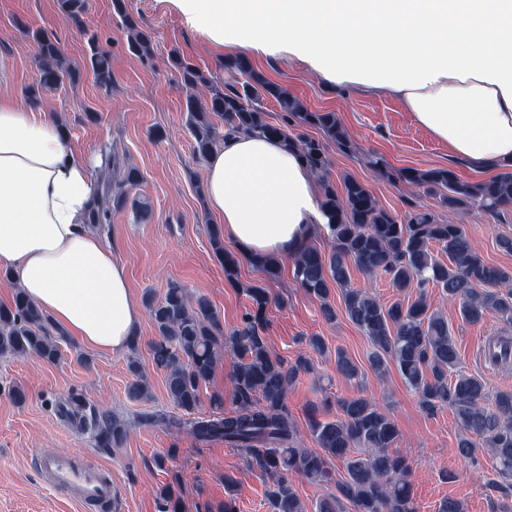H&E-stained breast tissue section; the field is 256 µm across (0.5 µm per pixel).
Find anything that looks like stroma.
Returning a JSON list of instances; mask_svg holds the SVG:
<instances>
[{
    "mask_svg": "<svg viewBox=\"0 0 512 512\" xmlns=\"http://www.w3.org/2000/svg\"><path fill=\"white\" fill-rule=\"evenodd\" d=\"M129 13L152 36V57L144 60L127 48L126 33L113 14L111 0H88L81 23L66 20L58 0H0V96L26 102L27 88L39 78L36 46L31 33H53L66 56L82 64L88 35H96L112 58V85L99 86L91 71H83L73 85L45 92L39 106L66 128L70 144L92 156L112 153L117 166L111 177L113 193L123 201L112 206L110 222L101 232L125 263L139 305L161 299L173 284L193 295L206 296L225 330L238 326L248 300L244 286L265 283L271 297L265 335L270 350L288 362L306 356L311 368L299 374L288 394V412L305 445H312L307 409L323 397L334 399L363 392L398 425L399 445L412 466L418 512H437L441 501L465 502L467 512H505L512 497L493 482L492 462L471 464L456 451L458 425L450 410L429 417L421 413L417 396L395 369L374 373L368 362L370 345L345 314L325 322L319 303L299 288L292 259H283L278 279L264 281L261 273L241 259L235 280H228L216 258L207 231L216 224L206 199V163L193 156L187 126V91L178 70L169 61L171 51L201 69L221 73L225 58L246 57L267 81L277 83L312 111L335 113L347 132L352 151L328 144L329 177L335 186L353 178L364 184L389 211L404 215L418 207L444 219L448 210L440 195L402 182L382 179L370 166V156L383 158L395 169H453L462 179L473 173L449 156L448 146L415 123L411 114L387 94H372L327 85L298 59L259 50L230 47L213 39L175 0H126ZM141 173L138 186L121 189L127 169ZM148 203L150 213L138 217L136 202ZM472 245L485 260L512 270V254L499 249L500 237H512V212L498 217L473 209L462 217ZM432 309L448 316L460 372L482 377L490 391L512 390V368L492 366L483 358L488 339L512 336V324L490 315L478 324L462 320L458 304L430 293ZM322 337L326 349L316 353L310 337ZM157 333L143 318L136 345L118 354L100 353L67 336L60 343L59 362L34 357L0 356V512H159L158 491L171 487L179 494L184 512H218L225 497L224 476L237 480V512H271L268 483L247 465L242 453L221 440L199 443L186 431L179 433L145 423L152 413L179 415L168 399L164 375L152 363L151 345ZM344 349L361 369L359 380L337 374V349ZM137 358L150 385V397L130 400L132 380L127 364ZM238 360L225 352L209 383L196 415L210 416V395L224 396L225 410L234 407L233 377ZM22 387L27 399L17 403L11 387ZM82 394L91 407L110 413L129 426L121 447L96 448L89 432L60 413L70 393ZM45 452L79 457L88 466L112 477V506L82 507L66 492L40 478L36 459ZM164 465H157L158 457Z\"/></svg>",
    "mask_w": 512,
    "mask_h": 512,
    "instance_id": "stroma-1",
    "label": "stroma"
}]
</instances>
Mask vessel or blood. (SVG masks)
<instances>
[{
    "label": "vessel or blood",
    "mask_w": 512,
    "mask_h": 512,
    "mask_svg": "<svg viewBox=\"0 0 512 512\" xmlns=\"http://www.w3.org/2000/svg\"><path fill=\"white\" fill-rule=\"evenodd\" d=\"M37 467L48 484L66 491L77 503L94 505L112 501L111 478L83 467L76 458L43 454L37 459Z\"/></svg>",
    "instance_id": "obj_1"
}]
</instances>
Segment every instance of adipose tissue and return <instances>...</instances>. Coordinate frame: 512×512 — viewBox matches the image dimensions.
<instances>
[{
	"label": "adipose tissue",
	"instance_id": "1",
	"mask_svg": "<svg viewBox=\"0 0 512 512\" xmlns=\"http://www.w3.org/2000/svg\"><path fill=\"white\" fill-rule=\"evenodd\" d=\"M178 3L224 44L284 49L328 82L395 97L475 174L512 164V0ZM206 197L250 259L292 256L326 221L297 152L263 134L226 138L208 156ZM93 205L90 165L59 122L0 97V268L66 334L119 353L142 312L126 267L88 221Z\"/></svg>",
	"mask_w": 512,
	"mask_h": 512
}]
</instances>
